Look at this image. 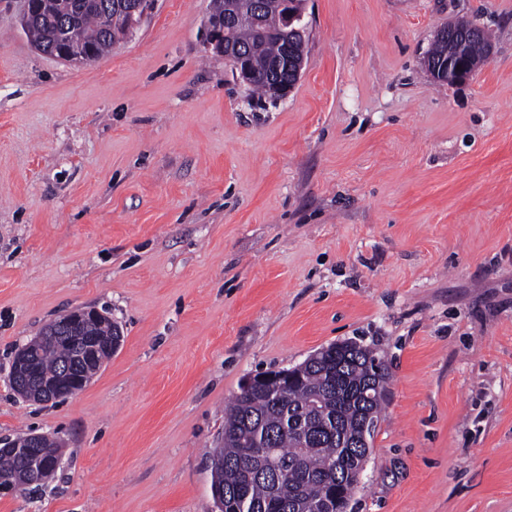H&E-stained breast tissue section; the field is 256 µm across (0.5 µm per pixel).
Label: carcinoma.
I'll use <instances>...</instances> for the list:
<instances>
[{"label": "carcinoma", "instance_id": "cac0c4a2", "mask_svg": "<svg viewBox=\"0 0 512 512\" xmlns=\"http://www.w3.org/2000/svg\"><path fill=\"white\" fill-rule=\"evenodd\" d=\"M117 0H34L24 32L40 52L52 54L67 37L99 60L112 49L114 36L128 24ZM284 19L269 8L259 23L240 22L227 40L237 51L231 65L251 73V86L267 94L271 67L283 48ZM113 324L104 319L91 329L98 359L112 355ZM78 336H45L31 345L40 378L53 379L70 365L91 373L97 363L77 354ZM378 374L362 350L342 355L320 350L296 366L294 381L279 389L267 380L240 391L224 417L222 445L209 451L212 488L222 497L221 512H336V499L349 503L358 483L356 448L336 447V431L359 433L368 415L379 416L385 387L373 386ZM25 455L0 453V479L25 476L42 483Z\"/></svg>", "mask_w": 512, "mask_h": 512}]
</instances>
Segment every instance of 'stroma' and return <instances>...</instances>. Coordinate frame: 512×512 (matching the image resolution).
Segmentation results:
<instances>
[{"label": "stroma", "mask_w": 512, "mask_h": 512, "mask_svg": "<svg viewBox=\"0 0 512 512\" xmlns=\"http://www.w3.org/2000/svg\"><path fill=\"white\" fill-rule=\"evenodd\" d=\"M158 0L107 56L41 54L0 0V447L62 458L0 512H212L207 452L243 380L341 341L389 374L347 512H512V0H306L283 99ZM488 30L468 81L436 30ZM94 308L120 347L21 400L16 349ZM453 24V25H452ZM448 23V26L440 29L436 37L448 40V46L442 42L433 41L426 58V67L429 74V67L432 64H439L443 59H447V74L445 81L448 83L462 82L468 79L481 65L482 62L471 59L466 50L464 40L458 38L454 27L460 32H469L473 23L466 20ZM457 65H461V70H457Z\"/></svg>", "instance_id": "1"}]
</instances>
